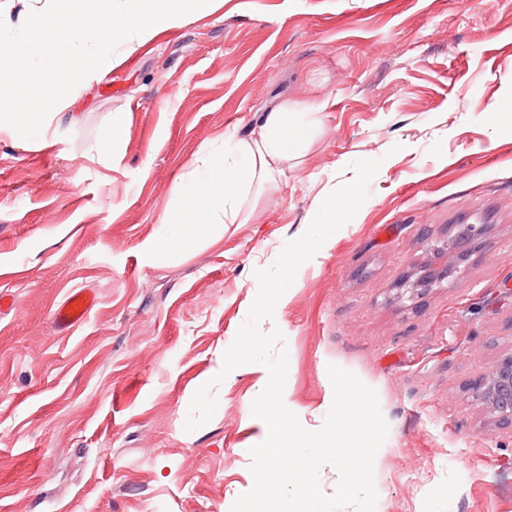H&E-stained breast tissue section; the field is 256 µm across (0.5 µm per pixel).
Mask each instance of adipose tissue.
<instances>
[{
	"label": "adipose tissue",
	"mask_w": 512,
	"mask_h": 512,
	"mask_svg": "<svg viewBox=\"0 0 512 512\" xmlns=\"http://www.w3.org/2000/svg\"><path fill=\"white\" fill-rule=\"evenodd\" d=\"M318 111L314 104L286 102L262 115L256 135L227 133L205 146L174 187L172 218L144 245L151 263L161 266L198 244L219 243L225 225L248 223L264 186L314 139Z\"/></svg>",
	"instance_id": "adipose-tissue-1"
}]
</instances>
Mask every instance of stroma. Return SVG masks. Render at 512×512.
<instances>
[{
    "label": "stroma",
    "instance_id": "obj_1",
    "mask_svg": "<svg viewBox=\"0 0 512 512\" xmlns=\"http://www.w3.org/2000/svg\"><path fill=\"white\" fill-rule=\"evenodd\" d=\"M286 99L321 103L319 132L250 222L152 267L142 245L200 150ZM359 159L381 162L367 200L260 324L285 338L284 404L320 429L331 364L376 390V512H512V424L462 390L512 349V0H218L91 77L45 139L0 131V292L15 297L0 316V512H230L267 436L261 374L235 368L189 432L191 399L247 318L255 270ZM486 212L491 248L397 296L428 240ZM81 289L96 305L57 329Z\"/></svg>",
    "mask_w": 512,
    "mask_h": 512
}]
</instances>
